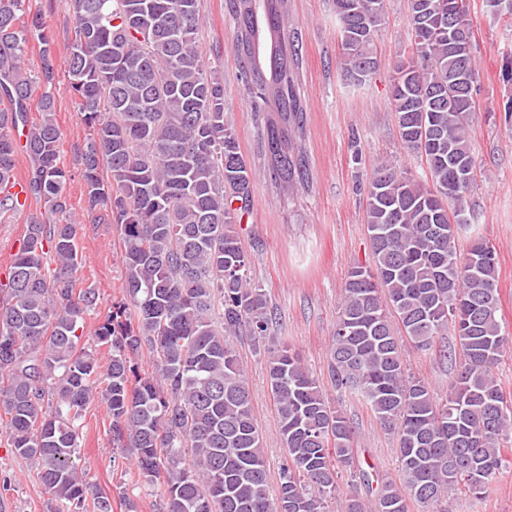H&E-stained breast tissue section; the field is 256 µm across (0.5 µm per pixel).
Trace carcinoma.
Masks as SVG:
<instances>
[{
	"label": "carcinoma",
	"mask_w": 512,
	"mask_h": 512,
	"mask_svg": "<svg viewBox=\"0 0 512 512\" xmlns=\"http://www.w3.org/2000/svg\"><path fill=\"white\" fill-rule=\"evenodd\" d=\"M69 85L90 133L79 152L92 224L119 231L124 299L94 331L102 367L81 345L94 289L78 287L77 225L66 212L54 119L55 40L28 0H0V223L22 210L11 189L18 152L32 162L27 198L40 205L0 283V425L11 453L38 463L49 512H112L74 463L88 406L105 404L112 447L134 458L158 512H326L353 467L356 427L288 344L276 308L253 277L241 238L253 174L240 153L224 82L197 45L200 0H71ZM225 0L237 81L253 116L264 169L282 197L309 186L302 38L290 0ZM386 0H333L337 68L362 85L378 69L375 38ZM410 51L396 60L389 105L418 177L386 160L365 199L372 262L351 269L333 334L330 384L353 394L396 441L401 480L352 487L346 512H447L459 493L480 498L512 463V400L493 374L508 337L498 319L497 257L477 239L460 251L477 177L470 116L479 72L470 0H407ZM40 44L44 91L27 125ZM55 263L45 273L44 260ZM453 331L456 343L442 342ZM231 337L267 358L286 450L269 486L263 438ZM454 365L438 402L408 372L403 342ZM147 356L151 372L140 373ZM27 67L29 68L30 74L36 83L35 93L33 95V100L31 101V112H29V120L33 122H38L40 119V114L37 111V100L40 96V93L43 89V84L41 83V63H40V54H39V44L37 41H33L30 43L27 56Z\"/></svg>",
	"instance_id": "1"
}]
</instances>
